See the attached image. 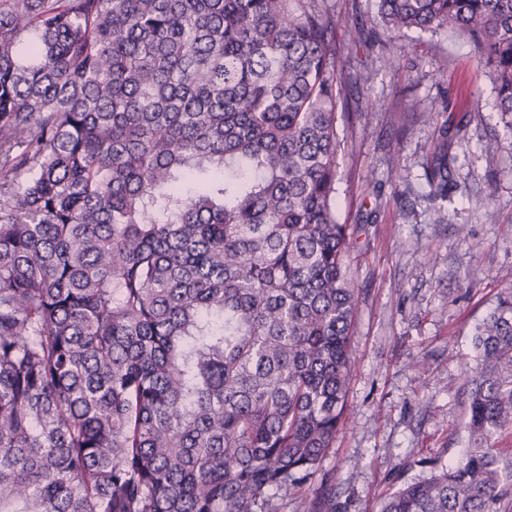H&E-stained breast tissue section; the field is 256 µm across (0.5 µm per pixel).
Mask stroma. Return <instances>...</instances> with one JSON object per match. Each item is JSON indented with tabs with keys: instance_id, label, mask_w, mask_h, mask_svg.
<instances>
[{
	"instance_id": "obj_1",
	"label": "stroma",
	"mask_w": 512,
	"mask_h": 512,
	"mask_svg": "<svg viewBox=\"0 0 512 512\" xmlns=\"http://www.w3.org/2000/svg\"><path fill=\"white\" fill-rule=\"evenodd\" d=\"M324 4L337 40L366 38L337 63L347 114L336 220L353 233L354 369L332 448L301 494L280 492L275 504L299 512L330 487L340 512H379L389 494L429 477L421 459L452 462L467 446L470 334L512 288V133L469 39L445 27L390 38L376 0ZM443 129L467 153L441 202L424 169ZM490 140L496 153L483 150Z\"/></svg>"
}]
</instances>
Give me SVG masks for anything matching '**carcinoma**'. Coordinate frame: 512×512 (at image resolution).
<instances>
[{
  "mask_svg": "<svg viewBox=\"0 0 512 512\" xmlns=\"http://www.w3.org/2000/svg\"><path fill=\"white\" fill-rule=\"evenodd\" d=\"M446 26L512 131V0ZM318 0H0V512H271L336 438L357 285ZM448 130L425 177L448 198ZM468 448L381 512H512V289L475 325Z\"/></svg>",
  "mask_w": 512,
  "mask_h": 512,
  "instance_id": "obj_1",
  "label": "carcinoma"
}]
</instances>
